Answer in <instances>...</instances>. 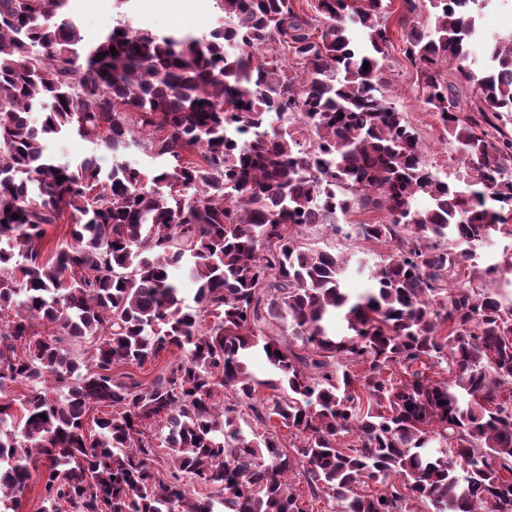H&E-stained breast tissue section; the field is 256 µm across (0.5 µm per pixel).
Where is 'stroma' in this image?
Returning a JSON list of instances; mask_svg holds the SVG:
<instances>
[{"mask_svg": "<svg viewBox=\"0 0 512 512\" xmlns=\"http://www.w3.org/2000/svg\"><path fill=\"white\" fill-rule=\"evenodd\" d=\"M399 4L400 0H391L387 12V24L392 35L385 65L393 84V103L419 132L426 163L438 174H449L458 169V158L449 147L436 116L423 107L419 98L416 72L404 54L398 22ZM70 13L88 47L102 40L120 21L137 32L159 35L178 32L196 37L208 35L224 22L217 0H71ZM49 150L57 161L73 166L85 157L97 156L102 170L106 172L117 161L147 171L164 164L163 159L151 157L135 147L119 156H112L96 142L76 134L52 141ZM376 219V214L356 212L341 219L342 233L336 234L324 225L313 224L298 235L297 241L305 246L343 253L349 261L344 286L347 292L356 295L370 287L372 271L389 252L387 246L365 240L357 233L359 224Z\"/></svg>", "mask_w": 512, "mask_h": 512, "instance_id": "1", "label": "stroma"}]
</instances>
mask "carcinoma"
Listing matches in <instances>:
<instances>
[{
  "instance_id": "1",
  "label": "carcinoma",
  "mask_w": 512,
  "mask_h": 512,
  "mask_svg": "<svg viewBox=\"0 0 512 512\" xmlns=\"http://www.w3.org/2000/svg\"><path fill=\"white\" fill-rule=\"evenodd\" d=\"M219 2L224 26L205 38L119 25L86 49L70 0H0V315L14 312L0 321V391L29 387L19 435L0 399V512H19L34 481L40 512H314L288 484L297 470L332 512H486L491 499L506 512L512 254L471 256L512 240V35L485 41L476 70L481 0H426L427 30L403 0L405 54L461 162L450 180L386 101L384 0H314L313 17L290 0ZM457 82L473 89L465 108ZM70 133L170 163L104 178L94 156L73 168L49 154ZM356 209L383 214L359 234L392 252L352 298L348 260L285 231ZM63 219L71 241L46 257L44 225ZM183 261L191 305L169 273ZM270 322L312 354L262 334ZM254 350L275 377L253 378ZM174 351L150 385L112 377ZM259 386L273 391L262 403ZM96 406L112 412L91 434ZM274 419L294 429L293 452ZM196 484L223 498L192 497Z\"/></svg>"
}]
</instances>
